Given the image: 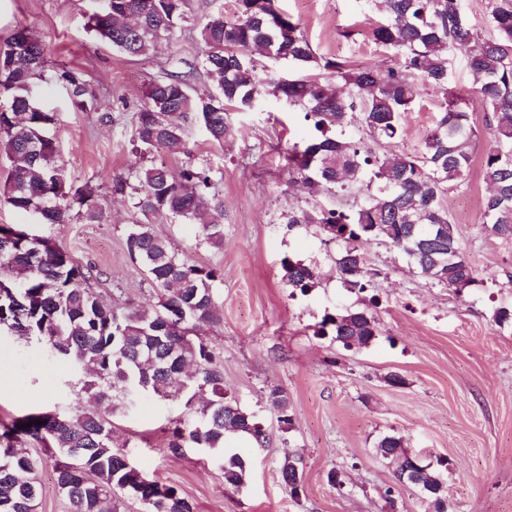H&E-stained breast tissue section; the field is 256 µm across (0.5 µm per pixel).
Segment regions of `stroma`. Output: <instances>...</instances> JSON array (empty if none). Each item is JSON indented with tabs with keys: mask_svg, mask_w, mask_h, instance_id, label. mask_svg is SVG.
Wrapping results in <instances>:
<instances>
[{
	"mask_svg": "<svg viewBox=\"0 0 512 512\" xmlns=\"http://www.w3.org/2000/svg\"><path fill=\"white\" fill-rule=\"evenodd\" d=\"M277 4L317 56L387 64L369 38L378 16L366 0ZM102 6V0H0V46L30 28L45 45L49 70L82 73L96 96L94 107L82 111L53 78L35 88L38 102L58 115L52 135L70 179L98 186L105 213L100 223L76 217L35 226V233L100 270L94 289L105 300L147 306L156 303V292L125 247L138 214L130 192H117L115 181L149 162L134 149L131 134L150 77L185 71L194 94L211 91L197 25L209 14L233 10L235 0H192L189 21L147 62L87 31L88 15ZM443 102L442 93L428 90L406 114L403 137L390 151L419 150ZM105 113L111 122H101ZM234 122L237 132L223 146L212 145L192 123L183 147L159 153L175 170L211 164L214 189L224 200L223 247L199 244L191 224L164 216L153 224L189 262L220 270L214 288L224 319L204 339L220 362L225 393L256 415L268 442L261 448L247 438L228 441L229 451L247 464L244 483L228 485L215 455L189 444L169 449L173 428L191 420L183 403L139 393L112 420L124 454L147 478L175 487L194 512H433L378 454L379 439L393 434L441 473L448 512H512V326L494 321L496 311L512 310V241L488 235L478 222L487 192L480 168L446 199L478 285L456 294L411 272L385 242L372 241L364 252L377 277L372 292L360 294L341 283L336 246L316 226L286 224L293 208L353 203L349 194L312 197L291 183L286 152L311 133L302 112L270 97L255 111L235 114ZM285 258L316 267L318 285L292 292L282 278ZM367 306L380 326L368 346L347 350L333 336L319 335L324 315ZM392 373L402 385L388 383ZM273 387L288 395L289 429H281L267 402ZM91 401L82 375L42 345L0 336V422ZM289 455L303 463L296 496L280 476ZM332 473L340 485L329 481Z\"/></svg>",
	"mask_w": 512,
	"mask_h": 512,
	"instance_id": "obj_1",
	"label": "stroma"
}]
</instances>
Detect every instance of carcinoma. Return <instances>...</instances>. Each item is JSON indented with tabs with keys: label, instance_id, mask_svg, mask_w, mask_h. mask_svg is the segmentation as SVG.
Returning <instances> with one entry per match:
<instances>
[{
	"label": "carcinoma",
	"instance_id": "cac0c4a2",
	"mask_svg": "<svg viewBox=\"0 0 512 512\" xmlns=\"http://www.w3.org/2000/svg\"><path fill=\"white\" fill-rule=\"evenodd\" d=\"M384 14L371 28L373 43L395 65L356 66L323 59L292 17L275 0H236L200 23L202 67L214 92L191 93L187 79L165 73L149 79L147 103L136 114L132 144L150 153L183 144L188 121L218 145L233 137L235 112H251L271 95L304 112L313 127L306 142L288 151V170L313 193L355 192L360 200L345 213L323 207L288 213L287 224H315L336 243V271L348 288L371 283L363 246L384 240L401 252L410 268L459 295L478 282L460 246L455 224L443 205L448 190L469 183L479 132L472 112H485L492 144L481 157L488 186L480 224L512 240V0H489L480 38L461 0H368ZM190 0H106L87 29L120 53L148 61L187 21ZM286 60L297 72L282 76L259 64L253 51ZM464 55L475 76L476 96L458 92L449 78L448 52ZM46 71L44 44L29 30H16L0 48V151L14 162L3 184L14 211L37 215L40 224H65L71 213L90 222L103 216L98 188L70 182L50 136L56 113L36 99L35 80ZM73 105L85 110L94 94L78 73L55 74ZM443 93L444 109L414 153L378 154L345 136L354 119L369 139L389 144L403 134L405 113L425 91ZM134 208L143 220L126 234L130 257L154 285L150 308L107 304L91 286L94 267L83 266L51 238L19 224H0V333L34 337L58 361L91 378L87 383L107 410L31 414L0 426V512H36L38 460L22 444H35L54 460L59 490L69 512H120L118 500L142 484L150 489L146 512H193L192 504L169 485L149 480L116 449L109 416L126 408L133 393L150 391L185 400L196 419L176 428L168 448L191 443L223 450L227 435L245 434L263 445L257 417L224 393V374L201 339L223 322L213 283L220 273L190 264L159 236L151 219L164 215L199 228L201 242L224 245V201L212 192L209 164L188 163L173 172L165 162L132 173ZM283 280L302 293L318 284L312 265L284 259ZM370 309L327 315L320 334L344 348L368 345L379 335ZM268 398L278 422L292 425L288 396L280 388ZM42 424L37 425L35 421ZM382 457L405 470L411 454L402 438L382 437ZM245 461L224 458V480L243 483ZM281 476L293 496L302 486L301 458H286Z\"/></svg>",
	"mask_w": 512,
	"mask_h": 512
}]
</instances>
